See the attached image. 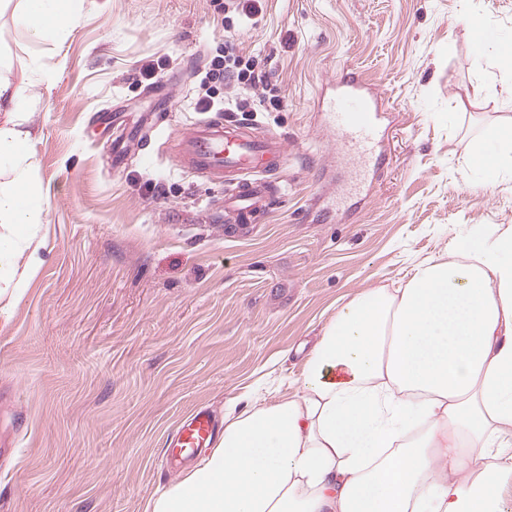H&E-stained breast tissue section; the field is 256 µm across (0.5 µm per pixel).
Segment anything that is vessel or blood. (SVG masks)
Listing matches in <instances>:
<instances>
[{"mask_svg": "<svg viewBox=\"0 0 512 512\" xmlns=\"http://www.w3.org/2000/svg\"><path fill=\"white\" fill-rule=\"evenodd\" d=\"M323 104L334 118L337 149L352 151L362 167H369L384 114L383 94L350 72L337 78ZM174 158L189 174L223 184L226 222L253 224L277 194V176L288 163V146L275 133L209 120L176 137ZM220 432L209 409H196L173 435L165 455L193 461L212 447Z\"/></svg>", "mask_w": 512, "mask_h": 512, "instance_id": "obj_1", "label": "vessel or blood"}]
</instances>
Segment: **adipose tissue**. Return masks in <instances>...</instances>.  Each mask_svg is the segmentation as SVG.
<instances>
[{"label": "adipose tissue", "mask_w": 512, "mask_h": 512, "mask_svg": "<svg viewBox=\"0 0 512 512\" xmlns=\"http://www.w3.org/2000/svg\"><path fill=\"white\" fill-rule=\"evenodd\" d=\"M77 0H0L29 41L65 43ZM26 86L0 77V298L42 259ZM479 184L512 178V116L485 124ZM512 224H485L330 319L292 393L229 407L215 448L145 512H512Z\"/></svg>", "instance_id": "1"}]
</instances>
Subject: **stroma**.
I'll list each match as a JSON object with an SVG mask.
<instances>
[{"label": "stroma", "mask_w": 512, "mask_h": 512, "mask_svg": "<svg viewBox=\"0 0 512 512\" xmlns=\"http://www.w3.org/2000/svg\"><path fill=\"white\" fill-rule=\"evenodd\" d=\"M225 3L83 0L61 45L0 17L49 190L43 263L20 300L0 302V512H143L173 480L164 450L188 413L293 391L336 309L403 286L475 225L512 224V179L478 188L468 161L479 128L512 114V78L458 21L512 36V0H256V20L229 25ZM228 41L283 100L230 120L290 152L272 208L244 226L219 222L223 186L170 150L219 117L200 81ZM34 55L50 79L31 72ZM346 71L388 110L363 181L321 110ZM116 120L136 138L118 168Z\"/></svg>", "instance_id": "stroma-1"}]
</instances>
